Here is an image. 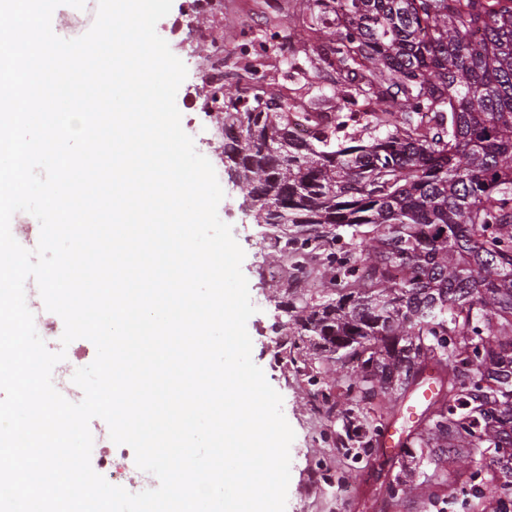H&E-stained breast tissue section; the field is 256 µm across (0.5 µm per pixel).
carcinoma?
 <instances>
[{"label":"carcinoma","instance_id":"1","mask_svg":"<svg viewBox=\"0 0 512 512\" xmlns=\"http://www.w3.org/2000/svg\"><path fill=\"white\" fill-rule=\"evenodd\" d=\"M332 2L307 0L315 22L289 24L288 48L318 41L336 111L316 95L298 138L280 95L225 80L210 102L228 174L275 229L290 287L314 252L329 274L294 322L342 371L336 396L309 382L345 453L373 455L407 395L435 384L395 460L434 472L396 473L385 510L512 512V0Z\"/></svg>","mask_w":512,"mask_h":512}]
</instances>
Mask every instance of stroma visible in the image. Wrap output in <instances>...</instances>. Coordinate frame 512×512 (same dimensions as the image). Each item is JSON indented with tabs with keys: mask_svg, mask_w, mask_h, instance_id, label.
Wrapping results in <instances>:
<instances>
[{
	"mask_svg": "<svg viewBox=\"0 0 512 512\" xmlns=\"http://www.w3.org/2000/svg\"><path fill=\"white\" fill-rule=\"evenodd\" d=\"M224 14L220 17L200 15L199 25L212 28L226 48L225 63L234 65L238 57L236 47L243 29H250L255 40L266 38L269 25L278 24L280 32L288 30V11L298 0H223ZM288 45L279 43L267 49L264 68L266 84L277 93L293 98L305 96L307 86L320 82L313 63L306 54H299L296 69L288 67ZM211 96L206 83L188 74L181 85L176 105L182 122H195L192 134L196 150L213 165L224 191L219 211L230 214L232 234L245 253L242 272L248 280L249 294L256 308L247 322L252 340V360L260 367L270 385L282 396L283 413L295 432L290 448L291 477L288 486L286 512H379L374 493L395 473L389 460L395 451L380 447L369 462L362 464L359 478L347 489L321 481L319 468L340 474L351 465L335 445L338 423L314 410L311 402L312 387L308 378L320 374L325 380L336 377L335 365L327 354L307 357L303 362H291L280 343L284 339L281 326L288 316L284 311L287 300L286 281L280 253L274 244L259 246L249 228L254 225V213L248 207L244 194L230 179L222 153L223 144L209 141L207 102Z\"/></svg>",
	"mask_w": 512,
	"mask_h": 512,
	"instance_id": "1",
	"label": "stroma"
}]
</instances>
